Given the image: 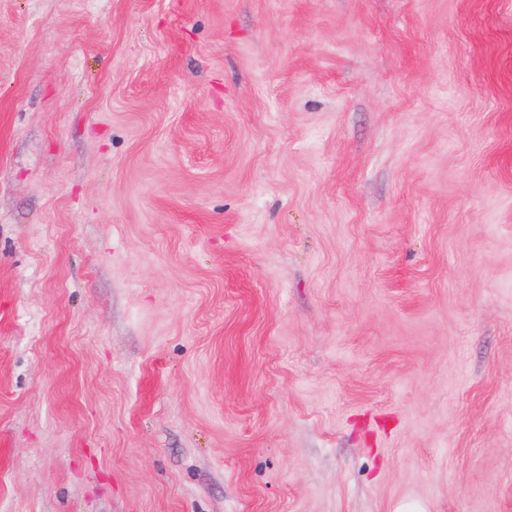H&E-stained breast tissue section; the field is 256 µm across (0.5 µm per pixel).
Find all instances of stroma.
Wrapping results in <instances>:
<instances>
[{"mask_svg":"<svg viewBox=\"0 0 512 512\" xmlns=\"http://www.w3.org/2000/svg\"><path fill=\"white\" fill-rule=\"evenodd\" d=\"M512 512V0H0V512Z\"/></svg>","mask_w":512,"mask_h":512,"instance_id":"stroma-1","label":"stroma"}]
</instances>
